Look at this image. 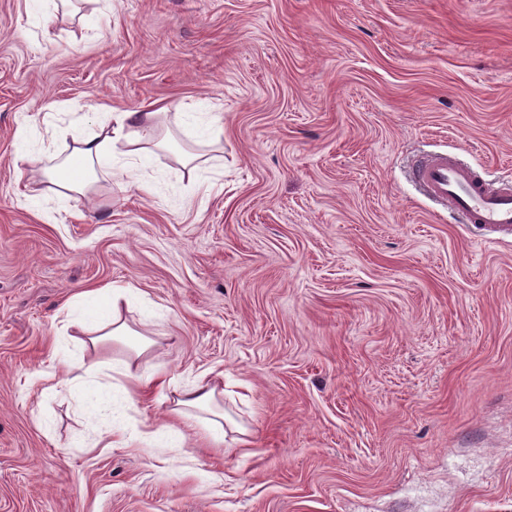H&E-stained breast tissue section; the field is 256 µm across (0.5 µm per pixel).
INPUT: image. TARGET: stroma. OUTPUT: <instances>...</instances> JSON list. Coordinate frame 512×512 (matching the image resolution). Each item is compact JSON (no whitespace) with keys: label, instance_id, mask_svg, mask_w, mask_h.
<instances>
[{"label":"stroma","instance_id":"1","mask_svg":"<svg viewBox=\"0 0 512 512\" xmlns=\"http://www.w3.org/2000/svg\"><path fill=\"white\" fill-rule=\"evenodd\" d=\"M78 7L0 0V512H512V236L412 178L435 152L512 169V0ZM200 102L220 144L180 141L205 169L158 149L92 196L23 199L25 145L62 157L57 129L152 103L171 128ZM111 286L138 289L122 315L154 340L133 372L172 381L133 424L173 425L204 375L223 448L94 444L65 361L107 384L128 357L63 308Z\"/></svg>","mask_w":512,"mask_h":512}]
</instances>
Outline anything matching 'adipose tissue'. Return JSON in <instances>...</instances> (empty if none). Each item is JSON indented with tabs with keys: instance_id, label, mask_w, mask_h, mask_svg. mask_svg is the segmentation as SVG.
I'll use <instances>...</instances> for the list:
<instances>
[{
	"instance_id": "adipose-tissue-1",
	"label": "adipose tissue",
	"mask_w": 512,
	"mask_h": 512,
	"mask_svg": "<svg viewBox=\"0 0 512 512\" xmlns=\"http://www.w3.org/2000/svg\"><path fill=\"white\" fill-rule=\"evenodd\" d=\"M157 118V112L142 108L105 113L96 130L74 134L70 153L62 161L45 168L49 190L63 196L72 193L85 196L94 187L97 170L107 171L115 177L123 175V159L145 154L156 146ZM136 295L132 288L82 293L74 305L68 306L67 319L72 325L92 333L93 344L113 340L131 353L141 354L150 346L151 340L133 330L119 309L121 302ZM112 371L120 375V382L92 392L87 412L99 434L110 437L113 447H177L189 430L201 432L210 447H223L222 423L204 417L205 412L212 410L217 396L216 387L207 378H200L181 390L178 400L180 428L163 426L154 430H132L127 425V411L135 389H151L161 394L169 388L170 382L155 373L133 375L125 361L113 362Z\"/></svg>"
}]
</instances>
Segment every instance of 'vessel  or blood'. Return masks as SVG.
I'll use <instances>...</instances> for the list:
<instances>
[{
    "instance_id": "vessel-or-blood-1",
    "label": "vessel or blood",
    "mask_w": 512,
    "mask_h": 512,
    "mask_svg": "<svg viewBox=\"0 0 512 512\" xmlns=\"http://www.w3.org/2000/svg\"><path fill=\"white\" fill-rule=\"evenodd\" d=\"M415 180L427 195L460 217L463 223L480 224L512 233V183H484L476 172L445 154H433L414 169Z\"/></svg>"
}]
</instances>
